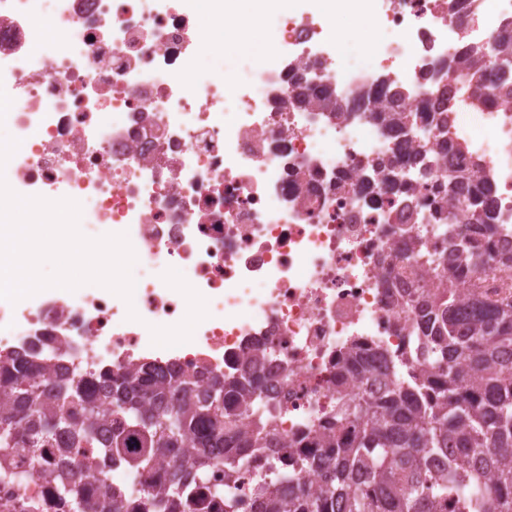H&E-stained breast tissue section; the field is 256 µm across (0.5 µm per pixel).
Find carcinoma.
<instances>
[{
  "label": "carcinoma",
  "mask_w": 512,
  "mask_h": 512,
  "mask_svg": "<svg viewBox=\"0 0 512 512\" xmlns=\"http://www.w3.org/2000/svg\"><path fill=\"white\" fill-rule=\"evenodd\" d=\"M493 59L487 66L485 58ZM512 28L476 59H463L456 73L474 106L495 94H512ZM393 91L369 117L403 131L411 115ZM308 108L340 112L325 92L299 100ZM489 188L465 177L448 182V196L468 198L462 218L490 233L494 220L480 206ZM470 243L455 241L451 257L467 261ZM418 351L433 360L419 377L386 383L378 403L340 395L310 443L298 451L276 440L273 419L246 421L259 396L255 361L231 376H214L204 396L199 376L162 370L150 362L130 364L122 375L73 374L48 363L46 350L31 347L0 355V482L16 479L15 457H36L48 492L30 512H241L228 484H210L205 460L223 455L224 475L244 463V448L267 452L256 483L254 512H512V303H489L477 295L463 302L436 291L420 305ZM60 431L129 472L147 475L136 500L122 491L104 494L82 485L79 463L53 445ZM453 460L444 474L434 460ZM327 464L329 477L312 489L295 483L298 470Z\"/></svg>",
  "instance_id": "obj_1"
}]
</instances>
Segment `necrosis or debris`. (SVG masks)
I'll use <instances>...</instances> for the list:
<instances>
[{"label":"necrosis or debris","instance_id":"4bbe7bcc","mask_svg":"<svg viewBox=\"0 0 512 512\" xmlns=\"http://www.w3.org/2000/svg\"><path fill=\"white\" fill-rule=\"evenodd\" d=\"M232 2L206 0L212 25L272 30L283 52L228 78L202 67L189 0H0V122L23 146L0 173L19 195L81 200V224L127 234L145 267L129 303L83 286L0 300V354L48 339L80 372L120 374L143 358L229 376L260 350V389L291 443L338 391L381 395L343 368L348 348L381 373L404 351V376L426 371L412 352L418 301L437 286L463 300L475 288L419 254L468 238L478 266L512 255V99L476 110L475 129L448 109L460 92L452 66L512 21V0H364L380 36L361 58L337 57L319 9L239 19ZM321 87L347 103V119L291 104ZM391 87L413 116L408 132L364 116ZM421 147L428 166H406ZM394 160L401 193L379 174ZM461 174L492 186L481 206L493 234L434 222L469 208L442 193ZM92 455L75 451L84 483L142 493ZM17 464L23 478L0 483V512H24L45 490L37 462L21 453Z\"/></svg>","mask_w":512,"mask_h":512}]
</instances>
